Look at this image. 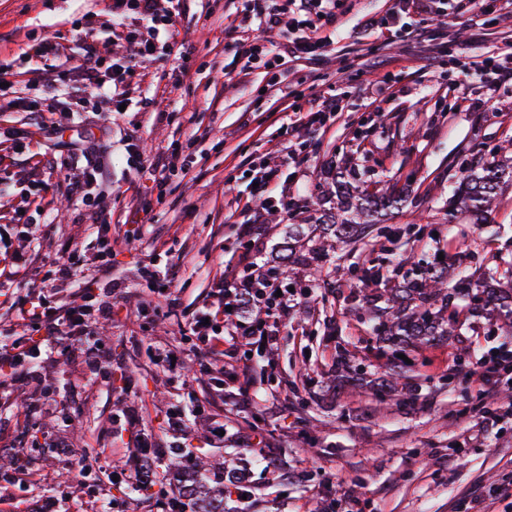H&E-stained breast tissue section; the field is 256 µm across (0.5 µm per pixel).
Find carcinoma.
<instances>
[{
	"label": "carcinoma",
	"mask_w": 512,
	"mask_h": 512,
	"mask_svg": "<svg viewBox=\"0 0 512 512\" xmlns=\"http://www.w3.org/2000/svg\"><path fill=\"white\" fill-rule=\"evenodd\" d=\"M327 198L332 206L319 209L315 225L322 236L307 252L289 250L288 263L307 266L310 275L319 271L315 257L327 255L340 246H357L370 242L373 226L381 223L388 211L398 209L401 193L375 187L360 189L345 177L331 174ZM512 187V140L505 142L491 161H471L461 174L454 198L443 220L462 217L469 224H481L499 203L503 189ZM411 254L399 258L396 267L381 258H369L362 289L374 291L385 307L376 311V330L394 346L427 343L433 336H453L460 315H479L490 308L497 310L503 323L512 328V262L495 264L469 275L450 274L448 267L433 266L416 279H398ZM360 289V290H362ZM360 290L352 291L359 297ZM241 497L246 491L230 478L214 477L207 482L185 481L179 498L193 506V512H224V500L232 494Z\"/></svg>",
	"instance_id": "1"
}]
</instances>
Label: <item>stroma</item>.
<instances>
[{"label":"stroma","mask_w":512,"mask_h":512,"mask_svg":"<svg viewBox=\"0 0 512 512\" xmlns=\"http://www.w3.org/2000/svg\"><path fill=\"white\" fill-rule=\"evenodd\" d=\"M392 6L393 0H342L335 23L318 31L328 40L319 62L283 56L271 69L262 56L244 64L225 45L233 36L262 33L285 43L289 21L260 28L247 0H175L173 37L140 68L127 112L111 115L103 106H80L78 92L55 95L43 81L49 62L31 48L77 21L91 30L101 54H122L130 32L143 29L138 15L126 12L107 32L102 24L112 0H0V62L19 60L16 94L38 107L34 113L0 108V127L31 133L19 147L0 141V179H36L41 219L53 226L32 243L27 268H15L13 215L28 199L22 193L0 198V336L19 338L20 299L61 244L84 230L85 207L53 165L56 147L33 130L49 110H80L81 128L100 140L101 205L117 241L112 274L125 284L112 297L114 318L96 327L112 359L111 378L83 385L82 364L65 355L39 365L42 380L64 402L43 414L33 432L21 411L37 400L35 386L0 395V430L31 461L30 470L0 481V512H35L50 493L60 512H163V500L177 494L175 484L139 497L133 486L104 477L79 485L68 471L85 448L132 468L143 436L163 452L208 449L215 466L245 473L252 495L227 499L226 512H338L348 498L358 500L361 512H464L469 493L512 481V421L483 428L473 439L459 416L478 404L462 365L512 350V334L472 318L461 335L406 348L395 399L378 401L374 389L388 359L365 325L368 307L351 298V283L365 271L359 251L323 263L327 269L342 263L347 285L313 288L302 273L287 277L303 305L275 351L227 343L203 366L196 337L180 332L181 322L211 303L225 274L251 262L279 265L289 238L302 235L316 216L318 185L330 167L361 186L397 185L405 204L388 220L393 236L379 246L397 252L406 239L421 240L416 267L442 261L475 270L497 255L512 259L511 194L485 224L467 225V243L453 224L432 222L465 163L491 157L512 137V83H492L467 59L474 53L512 62V7L480 14L457 0H438L430 39L413 41L391 22ZM369 16L378 27H364ZM219 64L243 72V79L225 82L215 71ZM274 76L281 82L277 92L267 89ZM334 95L342 110L324 127L290 130L298 113ZM78 129L65 128L63 138H76ZM191 132L195 145L170 160L167 146ZM297 139L305 140L306 153L294 165L288 146ZM130 143L149 163L174 162L163 186L129 157ZM260 160L279 166L271 196L291 207L267 213L253 244L244 226L252 204L248 174ZM150 261L179 269L176 309L140 285L136 266ZM340 347L351 357L347 377L338 380ZM167 350L181 355L180 371L158 364ZM242 392L249 404L238 402ZM217 422L225 431L220 442L210 433Z\"/></svg>","instance_id":"1"}]
</instances>
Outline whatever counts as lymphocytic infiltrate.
Wrapping results in <instances>:
<instances>
[{
  "instance_id": "obj_1",
  "label": "lymphocytic infiltrate",
  "mask_w": 512,
  "mask_h": 512,
  "mask_svg": "<svg viewBox=\"0 0 512 512\" xmlns=\"http://www.w3.org/2000/svg\"><path fill=\"white\" fill-rule=\"evenodd\" d=\"M117 11L134 9L144 23V34L130 37L132 54L105 58L99 55L95 44L88 40L89 32L81 25H73L71 33L86 65L82 69L80 92L84 99L101 100L112 107L127 101L129 87L138 68L154 58L161 33L162 0H115ZM81 158L73 166L70 193L76 199L88 201L97 197L103 182V166L97 158V145L92 136H85ZM93 239L96 259L94 275L85 283L87 293L81 301L67 306L52 303L43 291H32L21 303L26 337L0 342V387L33 384L35 360L54 361L64 353L80 359L85 367L87 381H94L106 359V350L90 338L91 330L100 320L111 318L112 307L104 301V294L119 287L112 276V236L106 219L94 216ZM281 284L255 269L225 276L215 291V301L204 318L190 321L187 331L201 344L199 352L209 357L218 351L222 338L265 344L274 348L279 342V330L287 326L288 318L298 300L293 294L281 292ZM223 319L224 332L216 334L211 322ZM504 359L479 357L471 361L465 375L480 387L484 397L478 413L473 415L475 426L497 424L499 416L494 408L496 388L507 375Z\"/></svg>"
}]
</instances>
